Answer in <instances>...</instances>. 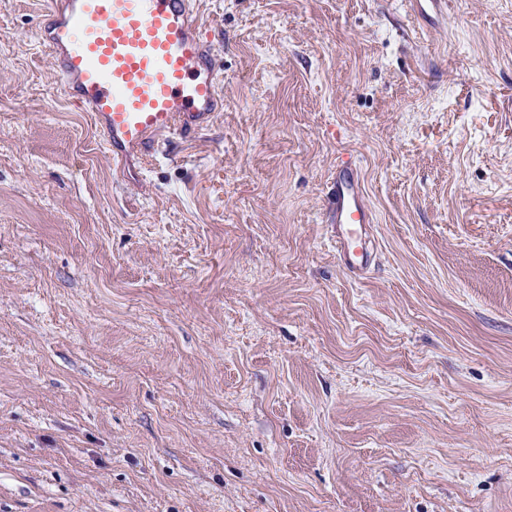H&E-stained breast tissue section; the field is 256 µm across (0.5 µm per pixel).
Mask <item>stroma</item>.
Segmentation results:
<instances>
[{
    "label": "stroma",
    "instance_id": "stroma-1",
    "mask_svg": "<svg viewBox=\"0 0 512 512\" xmlns=\"http://www.w3.org/2000/svg\"><path fill=\"white\" fill-rule=\"evenodd\" d=\"M447 3L204 0L224 109L120 185L0 0V512H512V0ZM328 193L333 205L331 224H335L337 253L347 270L358 275L373 259V250L363 238L365 224L373 223V213L366 201L359 169H337Z\"/></svg>",
    "mask_w": 512,
    "mask_h": 512
}]
</instances>
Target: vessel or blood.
Masks as SVG:
<instances>
[{
  "mask_svg": "<svg viewBox=\"0 0 512 512\" xmlns=\"http://www.w3.org/2000/svg\"><path fill=\"white\" fill-rule=\"evenodd\" d=\"M37 38L52 53L59 91L92 114L118 172L223 109V69L202 31L200 0H56ZM329 195L337 253L360 274L373 259L363 236L373 213L359 169H337Z\"/></svg>",
  "mask_w": 512,
  "mask_h": 512,
  "instance_id": "1",
  "label": "vessel or blood"
}]
</instances>
